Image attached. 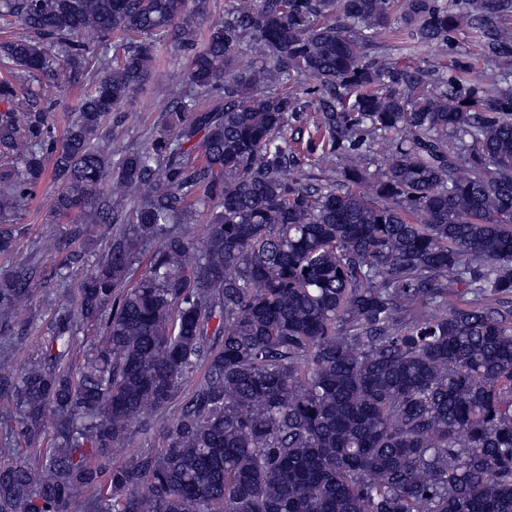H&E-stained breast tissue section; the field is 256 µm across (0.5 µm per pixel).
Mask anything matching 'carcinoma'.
<instances>
[{
    "mask_svg": "<svg viewBox=\"0 0 512 512\" xmlns=\"http://www.w3.org/2000/svg\"><path fill=\"white\" fill-rule=\"evenodd\" d=\"M204 10L0 0V67L33 77L0 80V253L47 179L81 216L69 242L109 232L88 269L68 251L76 308L0 376L28 442L0 463V512H512V0H231L198 49ZM463 29L495 68L369 59L389 32L409 51ZM162 42L189 54L180 91L115 159L106 122ZM65 75L87 90L59 137ZM306 112L307 140L288 137ZM40 276L0 275V329L26 324ZM147 415L160 441L133 451Z\"/></svg>",
    "mask_w": 512,
    "mask_h": 512,
    "instance_id": "cac0c4a2",
    "label": "carcinoma"
}]
</instances>
